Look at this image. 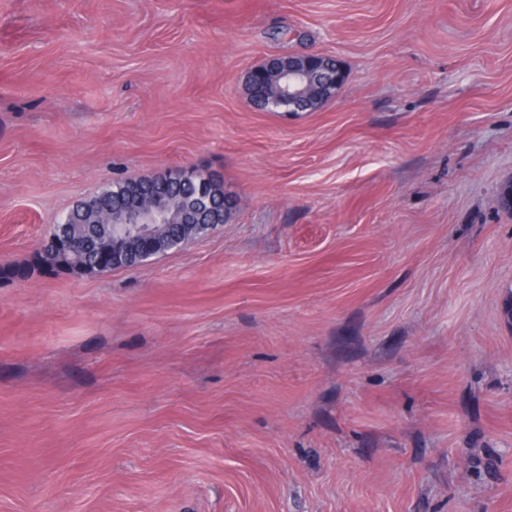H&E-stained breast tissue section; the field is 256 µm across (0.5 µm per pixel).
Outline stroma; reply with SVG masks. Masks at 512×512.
Listing matches in <instances>:
<instances>
[{"instance_id":"1","label":"stroma","mask_w":512,"mask_h":512,"mask_svg":"<svg viewBox=\"0 0 512 512\" xmlns=\"http://www.w3.org/2000/svg\"><path fill=\"white\" fill-rule=\"evenodd\" d=\"M319 52L322 109L246 77ZM133 269L32 264L178 166ZM512 0H0V512H512ZM282 63H271L269 59L255 67L248 78L256 87L266 85L267 72L278 67L281 70L280 81L274 91L265 99V112H312L309 107L310 87L314 85L340 89L347 79V73L336 64L327 61L328 55L307 53ZM134 184L155 192H167V190L163 188V183L157 181L155 178H142L138 180L119 182L112 189L103 191L88 201H85L89 208V212L91 213L102 206L112 205V202L116 201L119 197L122 199L127 198L129 192L134 190ZM182 204L181 222L189 221L196 224V237H201L217 225L213 221L217 211L222 210L223 196L216 192L209 182L199 181L196 192L190 198L179 199ZM211 213V218L205 220L203 213Z\"/></svg>"}]
</instances>
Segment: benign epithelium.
<instances>
[{
	"instance_id": "1",
	"label": "benign epithelium",
	"mask_w": 512,
	"mask_h": 512,
	"mask_svg": "<svg viewBox=\"0 0 512 512\" xmlns=\"http://www.w3.org/2000/svg\"><path fill=\"white\" fill-rule=\"evenodd\" d=\"M281 70L280 81L274 91L265 99L267 112H308L310 87L313 85L341 88L347 79V73L340 66H332L328 56L322 53H307L288 60L272 63L265 61L253 67L248 80L257 87L266 85L267 72L271 68ZM182 204L181 221L196 225V236L200 237L211 230L216 223L213 219H204L203 214H216L222 209L223 196L209 183L200 181L196 192L190 198L180 199ZM90 224L111 225L112 241L116 244L129 238L138 239V261L144 262L157 254L158 245L154 236L156 225L175 223L174 210L169 198H137L125 205L88 216Z\"/></svg>"
}]
</instances>
